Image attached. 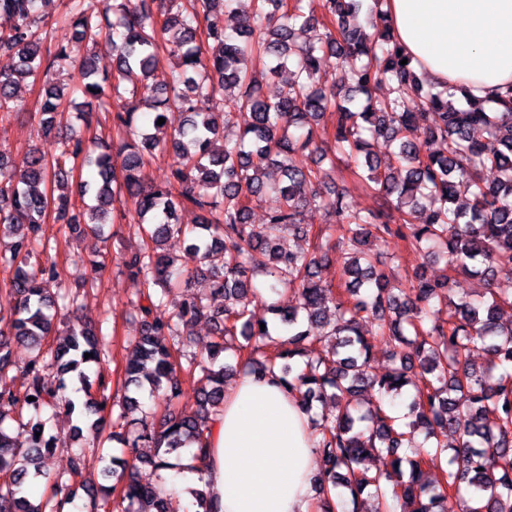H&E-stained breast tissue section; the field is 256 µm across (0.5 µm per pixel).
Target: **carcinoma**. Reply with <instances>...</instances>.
Returning <instances> with one entry per match:
<instances>
[{
  "mask_svg": "<svg viewBox=\"0 0 512 512\" xmlns=\"http://www.w3.org/2000/svg\"><path fill=\"white\" fill-rule=\"evenodd\" d=\"M51 2L0 0V14L13 20L0 31V51L16 58L11 70L0 72V116L12 115L15 90L29 80L41 85L38 112L46 133L79 93L96 100L99 113L79 112L77 119L87 127L110 119L117 139L97 137L92 150L72 132L52 155L32 148L19 172L0 157V230L11 237L0 250V267L9 272L0 281V512H64L73 502L67 480L40 466L64 443L55 424L62 410L76 417L74 434L86 431L96 442L118 437L127 447L121 469H102L115 483L102 495L91 489L86 512H168L161 471L174 467L171 455L206 456L211 416L224 404L230 374L263 378L276 370L285 386L300 393L305 410L320 397L335 410L314 421L315 451L323 462L320 512H336L340 487L349 492L351 512H388L395 503L402 512H512V321L501 320L503 308H512V84L496 93L492 112L462 87L423 92L412 58L379 10L381 0H324L320 20L306 11L307 0H68L74 43L53 50L46 47L52 37L42 15ZM226 11L238 18L230 32ZM298 27L314 35L299 44ZM201 37L214 43L208 57L197 44ZM102 42L114 56L111 77L99 75L91 56L79 51ZM164 53L174 67L170 84L159 91L149 79ZM404 59L407 64H400ZM330 61L338 86L328 88L319 73ZM55 67L77 72L71 92L47 80ZM284 72L290 75L287 89L264 96L262 80ZM230 89L228 103L247 110L231 137L224 134L230 116L224 92ZM132 100L153 111L154 132L136 125ZM172 109L187 119L169 133L157 121ZM330 109L336 130L328 152L312 122ZM477 130L485 140L474 137ZM377 136L393 146L384 161L370 153ZM438 139L446 143L443 153L428 149ZM155 150L174 159L172 181L164 185H148L142 177L145 156ZM338 152L355 163L364 158L352 173L399 214V223L383 207L355 211L343 194L321 191L327 176L321 164L327 158L335 168ZM312 155L313 167L306 163ZM79 158L90 172L79 187L93 201L83 213L95 236L102 224L127 222L122 196L139 203L132 224L142 243L130 250L126 269L144 284L136 300L142 329L128 345L125 391L109 422L102 417L108 398L92 393L106 387V333L101 325L58 328V311L79 307V297L57 282L42 242L48 212L71 224L74 203L40 186L65 180L66 163ZM269 162L282 173L274 183L266 179ZM488 169L498 174L492 183L483 179ZM265 192L276 194L280 204L266 224H252V204ZM179 206L201 212L197 222H174ZM308 209L335 215L318 237L333 231L344 247L336 293L318 280L325 244L311 253L282 252L276 245L283 231L310 235L303 223ZM373 234L409 241L427 261L442 259L447 269L481 282L483 292L457 299L448 275L433 281L418 276L407 284L392 279L380 269L383 261L361 250ZM174 238L187 242L181 264L164 248ZM259 268L272 290L282 287L296 296L286 309L270 305L288 339L269 352L264 341L270 326L250 314L260 296L253 282ZM203 271L211 274V293L224 297V306L211 313L217 341L196 353L184 334L205 314L203 298L185 295L168 319L154 311L171 285L187 284ZM370 317L375 327L365 331ZM373 334L392 347L389 358L398 362L381 376L371 367ZM9 336L32 350L18 386L6 382L16 367ZM50 336L60 340L46 349ZM314 344L317 354L305 357ZM223 352L242 368L216 365ZM475 352L490 356L491 365L476 369ZM48 357L54 378L47 373ZM296 357L304 367L293 372L282 365ZM415 368L422 381L411 401L414 419L402 426L386 404L412 384L408 373ZM187 377L199 385L196 412L170 407L157 421L143 411L138 394L144 387L170 402ZM365 386L376 395L368 409L358 398ZM7 420L27 429L28 447L16 446L3 428ZM107 427L112 432L106 436ZM418 429L435 446L413 447ZM450 431L459 447L446 459ZM141 447L154 456L143 458ZM374 457L385 467L371 470L367 461ZM431 466L444 482L423 479ZM41 482L51 486L52 499L34 505L29 494Z\"/></svg>",
  "mask_w": 512,
  "mask_h": 512,
  "instance_id": "1",
  "label": "carcinoma"
}]
</instances>
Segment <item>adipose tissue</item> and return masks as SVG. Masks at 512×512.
I'll return each instance as SVG.
<instances>
[{
	"mask_svg": "<svg viewBox=\"0 0 512 512\" xmlns=\"http://www.w3.org/2000/svg\"><path fill=\"white\" fill-rule=\"evenodd\" d=\"M416 69L491 99L512 83V0H384ZM317 439L298 393L279 379H237L195 460L218 512H312Z\"/></svg>",
	"mask_w": 512,
	"mask_h": 512,
	"instance_id": "adipose-tissue-1",
	"label": "adipose tissue"
}]
</instances>
